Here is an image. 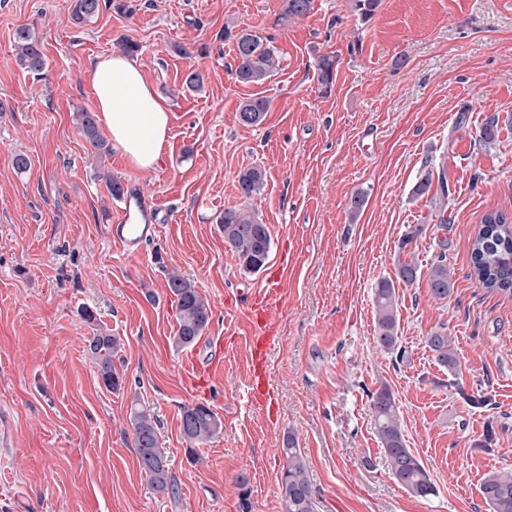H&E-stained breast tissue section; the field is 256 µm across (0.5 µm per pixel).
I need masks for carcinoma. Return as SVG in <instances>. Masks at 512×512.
<instances>
[{
    "instance_id": "1",
    "label": "carcinoma",
    "mask_w": 512,
    "mask_h": 512,
    "mask_svg": "<svg viewBox=\"0 0 512 512\" xmlns=\"http://www.w3.org/2000/svg\"><path fill=\"white\" fill-rule=\"evenodd\" d=\"M313 0H283L280 20L302 17L312 9ZM113 4L119 11L129 12L132 6L127 0H72V19L85 23L97 17L102 5ZM379 0H352L351 10L366 23L374 15ZM224 36L234 40L236 51L235 76L241 83L259 84L278 69L279 60L270 40L241 31ZM16 61L33 73L45 68L42 46L35 37L34 28L24 26L15 35ZM336 58L322 55L317 61V81L328 91L335 78ZM269 111L265 98H251L240 104L238 121L247 126L260 124ZM76 121L85 139L98 156L111 153L109 142L99 132L95 114L82 110L76 113ZM265 183V171L260 167L244 170L238 177L240 196L249 200L258 194ZM220 224L224 231V243L236 255L240 267L247 272L262 269L271 251L272 239L267 225L259 223L255 216L238 208H227ZM440 255L426 274L430 294L438 299L448 297L450 272L448 270V241L439 242ZM472 275L482 287L512 296V216L503 211H490L480 222L474 237L471 254ZM421 277L419 267L403 261L398 264L396 280L381 279L374 288L376 311L375 342L380 349L392 354L398 349L397 299L394 282L412 285ZM168 288L176 298L178 331L174 343L188 347L197 342L208 327L212 311L208 301L194 284L178 273L169 274ZM428 345L437 363L455 376L460 361L447 327L442 326L428 336ZM121 351L120 338L106 331L95 333L88 340L87 352L97 367L102 384L111 390H119L123 378L115 368L114 360ZM370 407L374 430L394 481L409 494L426 498L436 492V487L423 462L408 448L401 428L399 410L391 390L383 386L371 395ZM129 422L133 430L134 445L141 470L158 492L173 491L169 471L159 452L157 424L154 415L145 407L134 403L130 407ZM221 428L218 416L206 405L195 404L183 408L181 434L190 444L189 456L197 461L194 445L212 438ZM282 453L286 457L279 479L284 512H315L306 461L289 436L283 441ZM480 493L488 512H512V471L500 470L487 474Z\"/></svg>"
}]
</instances>
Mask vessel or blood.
I'll return each mask as SVG.
<instances>
[{
  "instance_id": "b4317fda",
  "label": "vessel or blood",
  "mask_w": 512,
  "mask_h": 512,
  "mask_svg": "<svg viewBox=\"0 0 512 512\" xmlns=\"http://www.w3.org/2000/svg\"><path fill=\"white\" fill-rule=\"evenodd\" d=\"M159 213L157 203L140 185H130L121 197L116 207L115 218L109 226L110 240L124 254L139 253L144 244L157 240L160 232ZM284 297V276L279 273L267 276L264 288L254 293L249 303L254 374L248 388V397L263 406L271 404L274 400L265 358L268 348L275 341ZM188 367L196 384H208L223 377L224 353L218 348L208 353L205 358H189Z\"/></svg>"
}]
</instances>
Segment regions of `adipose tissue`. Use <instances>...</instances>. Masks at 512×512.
<instances>
[{"mask_svg":"<svg viewBox=\"0 0 512 512\" xmlns=\"http://www.w3.org/2000/svg\"><path fill=\"white\" fill-rule=\"evenodd\" d=\"M89 79L113 144L129 164L154 169L169 139V109L148 84L137 60L122 54L96 58Z\"/></svg>","mask_w":512,"mask_h":512,"instance_id":"obj_1","label":"adipose tissue"}]
</instances>
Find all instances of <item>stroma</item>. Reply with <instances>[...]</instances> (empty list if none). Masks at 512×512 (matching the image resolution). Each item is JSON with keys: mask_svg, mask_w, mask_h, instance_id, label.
<instances>
[{"mask_svg": "<svg viewBox=\"0 0 512 512\" xmlns=\"http://www.w3.org/2000/svg\"><path fill=\"white\" fill-rule=\"evenodd\" d=\"M89 22L71 0H0V512H239V475L252 512H283L279 478L295 436L316 512H488L485 474L512 470V298L472 277L470 249L482 216H512V0H380L369 22L350 0H313L279 22L282 0H133ZM31 26L46 68L16 62L13 34ZM272 37L278 72L237 81L225 28ZM140 46L145 80L166 101L170 133L154 169L120 151L100 157L75 123L95 111L88 67ZM335 55L322 92L316 62ZM198 70L201 90L183 88ZM264 97L263 122H238L239 105ZM497 116L491 148L480 136ZM30 166L18 172L15 154ZM266 172L244 200L238 177ZM446 171L448 224L414 187ZM142 181L161 207L156 244L128 257L108 238L115 201L100 173ZM366 203L348 205L356 192ZM241 208L266 224L268 266L288 267L279 339L266 357L276 416L250 405L247 299L263 288L224 243L219 220ZM424 231L407 250L401 237ZM448 239L451 289L432 298L426 279L397 284L403 360L375 341L373 291L398 264L428 269ZM191 280L212 318L194 346L174 344L170 273ZM92 320H85L84 312ZM447 327L458 377L427 345ZM106 330L122 343L120 390L106 389L87 341ZM224 341V377L198 389L185 361ZM388 387L409 448L435 485L413 496L391 477L373 428L371 395ZM157 418L174 490L141 472L129 423L132 403ZM205 403L222 428L187 453L183 407ZM493 430L492 450L479 449Z\"/></svg>", "mask_w": 512, "mask_h": 512, "instance_id": "1", "label": "stroma"}]
</instances>
